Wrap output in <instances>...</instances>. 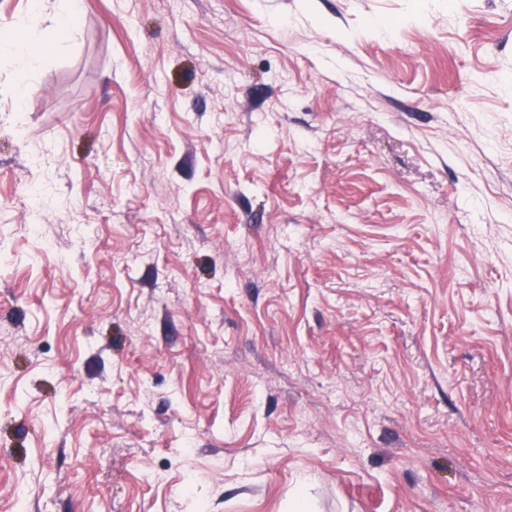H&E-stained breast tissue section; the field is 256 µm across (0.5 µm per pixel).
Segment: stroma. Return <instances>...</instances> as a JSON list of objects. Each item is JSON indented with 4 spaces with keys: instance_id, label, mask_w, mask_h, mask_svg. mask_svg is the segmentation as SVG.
<instances>
[{
    "instance_id": "1",
    "label": "stroma",
    "mask_w": 512,
    "mask_h": 512,
    "mask_svg": "<svg viewBox=\"0 0 512 512\" xmlns=\"http://www.w3.org/2000/svg\"><path fill=\"white\" fill-rule=\"evenodd\" d=\"M47 0L0 55V512H512V0ZM36 2V10L22 17L17 22V26L24 29L26 32L25 39L19 40L4 36L2 32L0 36L1 55L11 56L22 63L17 85V103L19 109H21L29 94L32 82L35 78L37 64L41 59L39 53L41 34L38 26V15L43 10V3H45V1L39 0Z\"/></svg>"
}]
</instances>
